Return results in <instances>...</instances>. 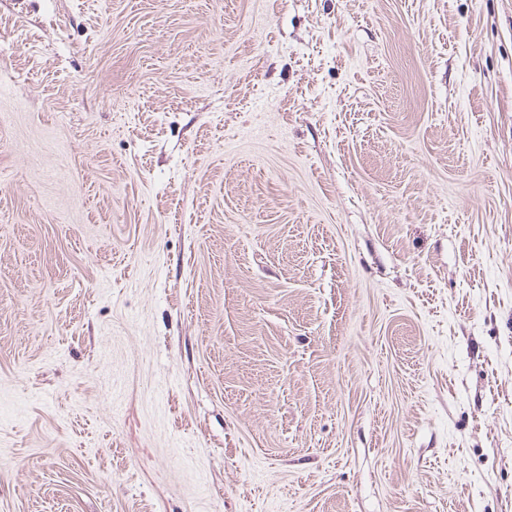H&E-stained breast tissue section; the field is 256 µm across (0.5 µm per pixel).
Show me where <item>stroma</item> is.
<instances>
[{
  "mask_svg": "<svg viewBox=\"0 0 512 512\" xmlns=\"http://www.w3.org/2000/svg\"><path fill=\"white\" fill-rule=\"evenodd\" d=\"M0 512H512V0H0Z\"/></svg>",
  "mask_w": 512,
  "mask_h": 512,
  "instance_id": "1",
  "label": "stroma"
}]
</instances>
